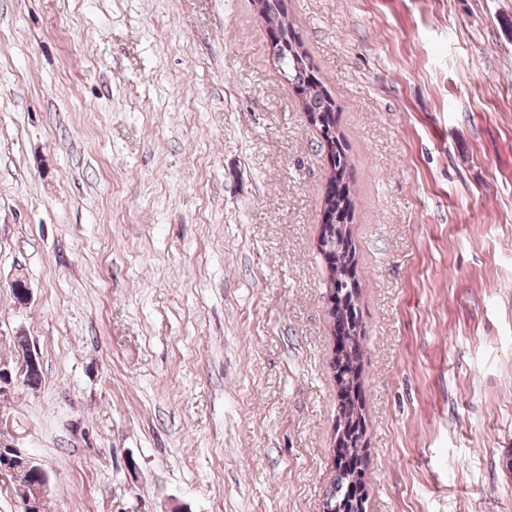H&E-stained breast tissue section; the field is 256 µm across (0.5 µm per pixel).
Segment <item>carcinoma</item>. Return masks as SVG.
<instances>
[{"mask_svg": "<svg viewBox=\"0 0 512 512\" xmlns=\"http://www.w3.org/2000/svg\"><path fill=\"white\" fill-rule=\"evenodd\" d=\"M267 23L274 30L268 41L278 45L275 61L281 76L300 99L303 112L316 128L321 147L328 150L331 172L325 184L324 206L318 236L319 252L328 271L327 301L336 340L331 369L337 387L338 413L334 434L340 443L332 448L336 476L322 500V512H366L368 491L362 455L366 432L364 390L361 387L363 317L353 221V172L343 138L338 131V107L322 81L288 16L286 0H265Z\"/></svg>", "mask_w": 512, "mask_h": 512, "instance_id": "cac0c4a2", "label": "carcinoma"}]
</instances>
